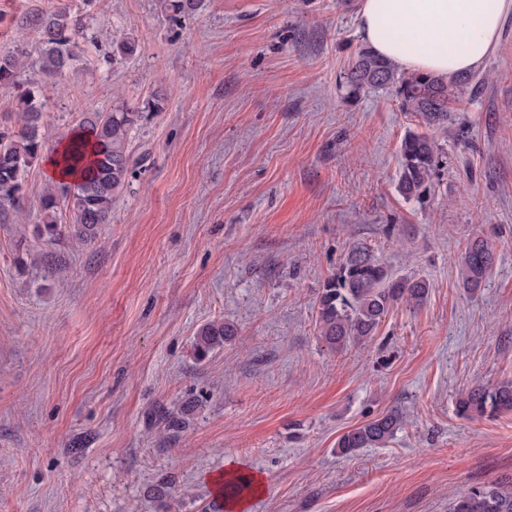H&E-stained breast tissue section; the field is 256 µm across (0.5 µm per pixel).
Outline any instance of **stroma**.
<instances>
[{
  "instance_id": "obj_1",
  "label": "stroma",
  "mask_w": 512,
  "mask_h": 512,
  "mask_svg": "<svg viewBox=\"0 0 512 512\" xmlns=\"http://www.w3.org/2000/svg\"><path fill=\"white\" fill-rule=\"evenodd\" d=\"M55 2L0 0V53L27 54L19 86H0V125L27 87L52 147L121 102L141 114L143 167L94 243L35 237L41 162L0 223V512H201L206 474L229 462L265 478L250 512H449L511 479L512 411L465 420L453 401L512 379V17L452 124L430 131L427 193L407 199L399 146L416 118L394 89L345 83L359 0H197L174 20L161 0H96L87 37L127 33L138 51L110 64L81 43L58 81L15 27ZM476 236L497 255L472 294L458 258ZM357 247L429 295L334 351L318 295ZM214 320L236 334L198 360ZM392 409L404 422L384 446L337 453Z\"/></svg>"
}]
</instances>
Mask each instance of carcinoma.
Listing matches in <instances>:
<instances>
[{
    "label": "carcinoma",
    "instance_id": "carcinoma-1",
    "mask_svg": "<svg viewBox=\"0 0 512 512\" xmlns=\"http://www.w3.org/2000/svg\"><path fill=\"white\" fill-rule=\"evenodd\" d=\"M172 17L195 7V0H162ZM17 29L34 36L41 54V69L50 78L62 76L77 57V37L83 31L81 14L71 4L59 0L52 9L31 8L17 20ZM137 43L123 37L113 44L112 55L125 58L135 54ZM24 55L0 54V85H13L24 68ZM350 92L394 86L400 104L427 127L448 126L452 121L450 103L454 85L448 79L432 74L401 73L395 64L361 49L347 73ZM18 110L20 125L16 130L0 128V223L9 220L10 209L23 206V179L29 167L44 155L46 137L43 132L42 104L34 91L21 93ZM140 113L123 104L107 111L83 112L73 131L78 137L69 141L60 154L61 167L75 172L74 182H55L41 200L43 223L36 225L42 240L56 241L68 237L88 244L95 239L97 226L112 222V202L137 174L136 162L129 150L130 130ZM400 170L398 191L407 198L422 195L430 183L438 159V147L423 133L409 130L399 147ZM67 206L72 222L56 221L58 208ZM497 245L488 237L470 240L459 259L462 287L475 291L493 269ZM429 284L412 275H396L388 266L367 252L354 249L328 277L318 301V333L332 350L372 339L383 319L398 302L413 307L424 303ZM235 334L234 326L224 322L205 324L197 333L196 351L205 357L224 345ZM512 411V379L494 386L474 385L455 400V414L473 419ZM402 414L391 410L342 433L336 448L351 455L360 448L379 447L388 442L402 426ZM451 512H512V481H492L471 487L454 502Z\"/></svg>",
    "mask_w": 512,
    "mask_h": 512
}]
</instances>
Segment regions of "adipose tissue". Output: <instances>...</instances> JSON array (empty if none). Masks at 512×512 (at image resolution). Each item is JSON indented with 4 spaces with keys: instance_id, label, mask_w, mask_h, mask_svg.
Here are the masks:
<instances>
[{
    "instance_id": "1",
    "label": "adipose tissue",
    "mask_w": 512,
    "mask_h": 512,
    "mask_svg": "<svg viewBox=\"0 0 512 512\" xmlns=\"http://www.w3.org/2000/svg\"><path fill=\"white\" fill-rule=\"evenodd\" d=\"M512 0H361L363 41L400 70L453 78L496 49Z\"/></svg>"
}]
</instances>
